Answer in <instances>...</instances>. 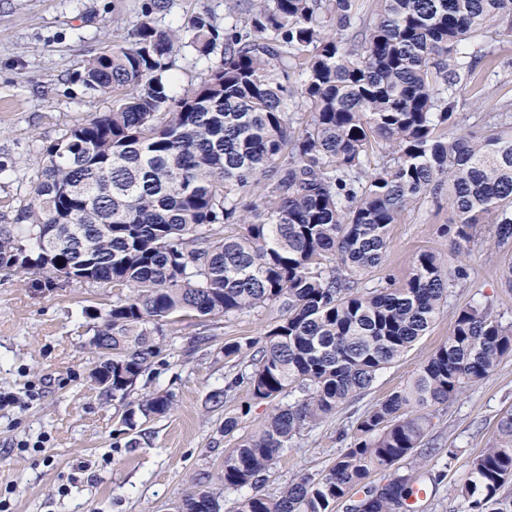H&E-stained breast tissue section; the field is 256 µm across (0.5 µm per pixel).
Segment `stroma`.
Returning <instances> with one entry per match:
<instances>
[{
    "label": "stroma",
    "instance_id": "1",
    "mask_svg": "<svg viewBox=\"0 0 512 512\" xmlns=\"http://www.w3.org/2000/svg\"><path fill=\"white\" fill-rule=\"evenodd\" d=\"M140 0H0V207L23 205L38 173L34 148L74 124L108 111L112 99L87 90L74 74L82 61L112 46L114 34L136 19ZM478 54L471 89L449 135L485 128L500 103L512 99V33L494 28L469 39ZM454 213L447 199L428 200L389 229L382 264L366 273L367 286L403 282L415 257L431 251L465 276L448 288L433 325L400 359L381 371L358 398L298 436L277 458L261 493L279 496L303 473L326 470L344 451L341 431L356 416L405 384L447 339L459 309L489 308L512 325V289L500 269L512 250L499 252L480 225L461 252L451 249ZM104 284L49 285L45 275L21 280L0 271V512H175L192 480L221 472L235 437L224 435L227 416L247 403L246 390L212 406L209 396L232 368L223 347L257 338L279 317L269 307L224 323L209 343L192 341L205 324L187 318L166 325L167 363L131 393H168L173 410L137 417L124 431V401L91 386L99 356L90 346L93 312L116 300ZM512 410V355L484 380L467 385L434 413L428 441L456 449L449 462L416 458L426 497L420 512H461L454 487L468 476L470 458L489 448L501 416ZM137 447H127L128 439Z\"/></svg>",
    "mask_w": 512,
    "mask_h": 512
}]
</instances>
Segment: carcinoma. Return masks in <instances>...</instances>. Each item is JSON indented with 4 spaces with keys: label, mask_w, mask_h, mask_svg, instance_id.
<instances>
[{
    "label": "carcinoma",
    "mask_w": 512,
    "mask_h": 512,
    "mask_svg": "<svg viewBox=\"0 0 512 512\" xmlns=\"http://www.w3.org/2000/svg\"><path fill=\"white\" fill-rule=\"evenodd\" d=\"M173 0H141L122 41L85 59L77 79L112 95V109L37 149L26 204L0 213V270H38L66 283L128 290L93 314L101 357L91 380L125 399L166 365L163 325L219 321L267 307L261 338L224 343L238 370L209 400L244 386L250 401L224 419L233 435L251 402L279 400L263 426L224 455L218 486L200 480L178 512H220L221 491L249 487L236 512H330L359 487L351 512H405L421 475L394 473L424 446L432 411L512 354V328L484 309L459 310L448 339L402 388L363 412L346 450L323 473L293 479L277 498L256 492L294 439L366 390L435 321L451 272L419 253L396 287L361 286L405 212L443 194L454 248L491 226L512 246V127L448 138L464 98L467 37L512 30V0H225L185 26L155 15ZM219 55L200 84L172 96L173 57ZM298 78L290 80L292 74ZM391 163L368 169L377 152ZM172 396L131 403L164 416ZM455 494L463 512H512V412L471 458Z\"/></svg>",
    "instance_id": "cac0c4a2"
}]
</instances>
